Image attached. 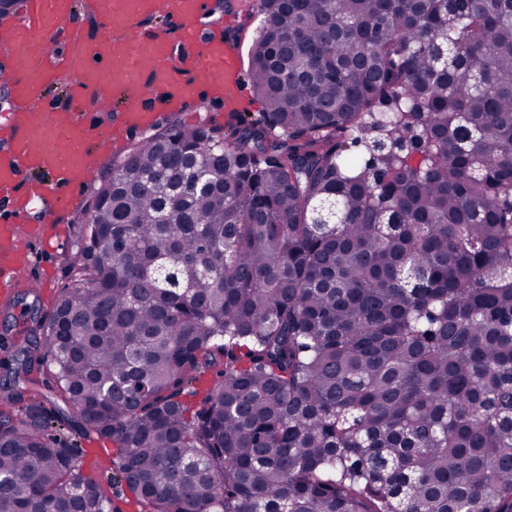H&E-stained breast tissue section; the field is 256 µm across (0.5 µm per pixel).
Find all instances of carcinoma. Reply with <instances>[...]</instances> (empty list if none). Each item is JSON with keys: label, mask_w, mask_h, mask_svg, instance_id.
Instances as JSON below:
<instances>
[{"label": "carcinoma", "mask_w": 512, "mask_h": 512, "mask_svg": "<svg viewBox=\"0 0 512 512\" xmlns=\"http://www.w3.org/2000/svg\"><path fill=\"white\" fill-rule=\"evenodd\" d=\"M261 13L264 111L112 163L38 366L154 512H512V0ZM31 365L0 512H110ZM28 378L31 380L28 384L30 389L40 394L52 397L51 400L54 402H45V406L48 410H51L52 405L61 408L64 407L60 400L53 399L54 391L52 388L54 387V383L50 377L38 369L37 363L32 364L31 372L29 373Z\"/></svg>", "instance_id": "cac0c4a2"}]
</instances>
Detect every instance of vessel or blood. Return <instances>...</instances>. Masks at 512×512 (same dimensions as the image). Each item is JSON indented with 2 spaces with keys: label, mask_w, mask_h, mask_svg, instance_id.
<instances>
[{
  "label": "vessel or blood",
  "mask_w": 512,
  "mask_h": 512,
  "mask_svg": "<svg viewBox=\"0 0 512 512\" xmlns=\"http://www.w3.org/2000/svg\"><path fill=\"white\" fill-rule=\"evenodd\" d=\"M105 28L84 39L70 25L74 0H23L12 28L0 30V70L12 74L10 87L23 107L0 122V291L42 287L22 268L20 238L48 236L58 212L93 176L90 141L108 143L142 129L157 109L180 110L196 91L225 101L237 88L224 74L237 58L223 32L197 40L195 23L209 0H91ZM163 17L177 40L149 27ZM74 80L75 94L99 103L123 100L116 124L90 132L79 115L48 102L46 84ZM42 220L26 223L32 209Z\"/></svg>",
  "instance_id": "vessel-or-blood-1"
}]
</instances>
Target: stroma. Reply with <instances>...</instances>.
Segmentation results:
<instances>
[{"label": "stroma", "mask_w": 512, "mask_h": 512, "mask_svg": "<svg viewBox=\"0 0 512 512\" xmlns=\"http://www.w3.org/2000/svg\"><path fill=\"white\" fill-rule=\"evenodd\" d=\"M225 11L234 15L233 25L226 31L239 51L237 78L241 83H248V50L260 24V0H223ZM263 109L255 94H248L237 111H230L224 102L213 96L201 94L195 96L186 111L172 113L157 112L156 118L149 125L150 130H157L173 120H180L188 126L197 124L217 129H227L235 115L254 116ZM143 138L142 133H135L129 139L97 149L96 176L73 199L68 208L60 213L61 224L67 231L64 244L50 247L42 241H25L22 257L34 270L42 267L50 269L48 288L34 291L17 289L10 295L0 297V368L11 363L20 344L30 336L37 317L51 313L63 288L75 278L73 262L79 252L78 217L85 202L90 199L98 185H101L109 170L112 160L121 158ZM56 431L73 443L77 449V463L82 471L96 479L111 502L114 512H152L151 505L137 500L124 484L118 483L114 475V462L117 450L110 440L94 435H82L74 427L59 424Z\"/></svg>", "instance_id": "obj_1"}]
</instances>
